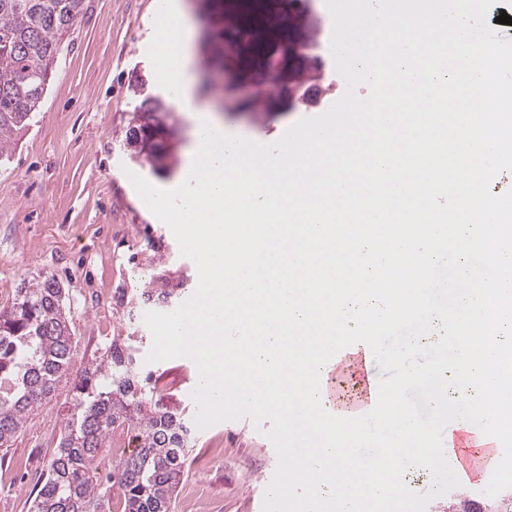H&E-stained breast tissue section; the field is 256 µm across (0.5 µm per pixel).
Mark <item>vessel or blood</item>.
Here are the masks:
<instances>
[{
	"label": "vessel or blood",
	"instance_id": "b4317fda",
	"mask_svg": "<svg viewBox=\"0 0 512 512\" xmlns=\"http://www.w3.org/2000/svg\"><path fill=\"white\" fill-rule=\"evenodd\" d=\"M373 359L370 348L363 343L351 345L337 353L329 361L328 375L322 381V389L327 400L328 412L343 417H358L370 412L377 402L378 388L373 383L368 367ZM359 369L362 378V393L359 399L342 403L336 399V372L343 365ZM472 435L479 444L473 454L447 453L446 459L462 485L475 493H484L492 474L503 456V447L496 438L484 435L480 429H473Z\"/></svg>",
	"mask_w": 512,
	"mask_h": 512
}]
</instances>
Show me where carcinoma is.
<instances>
[{"mask_svg": "<svg viewBox=\"0 0 512 512\" xmlns=\"http://www.w3.org/2000/svg\"><path fill=\"white\" fill-rule=\"evenodd\" d=\"M287 22L252 26L251 18L211 29L203 44L236 47L249 77L259 84L296 90L308 37L296 36L295 16L309 0H273ZM84 0H0V160L39 111L62 45L81 16ZM296 96L234 100L230 111L270 112ZM169 106L144 99L126 134L131 155L154 166L170 156L172 132L161 113ZM78 338L55 277L23 283L11 307L0 311V451L13 446L28 418L69 383L63 429L34 492L30 512H170L191 448L183 411L153 376H139L132 337L112 338L100 356L73 370ZM128 434L133 448L116 460L103 455L111 436Z\"/></svg>", "mask_w": 512, "mask_h": 512, "instance_id": "obj_1", "label": "carcinoma"}]
</instances>
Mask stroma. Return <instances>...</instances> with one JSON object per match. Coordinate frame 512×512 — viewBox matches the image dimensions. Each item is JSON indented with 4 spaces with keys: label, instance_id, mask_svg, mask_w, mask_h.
<instances>
[{
    "label": "stroma",
    "instance_id": "1",
    "mask_svg": "<svg viewBox=\"0 0 512 512\" xmlns=\"http://www.w3.org/2000/svg\"><path fill=\"white\" fill-rule=\"evenodd\" d=\"M156 2L85 0L41 110L0 165V309L12 304L22 282L55 277L79 338L76 362L113 337H138L142 373L162 378L164 392L190 422L198 368L186 357L147 362L152 334L140 295L163 277L184 302L197 287V269L129 180L134 173L162 189L180 186L191 148L188 121L177 110L165 115L179 129L171 170L140 163L125 147L141 101L167 95L147 56ZM323 63L327 86L320 106L234 113L240 137L274 143L300 119L339 100L346 87L332 56ZM61 421L55 404L35 411L0 460V512H29ZM192 436L182 487L195 488L211 512H262L263 478L276 470L278 457L252 420L222 421Z\"/></svg>",
    "mask_w": 512,
    "mask_h": 512
}]
</instances>
